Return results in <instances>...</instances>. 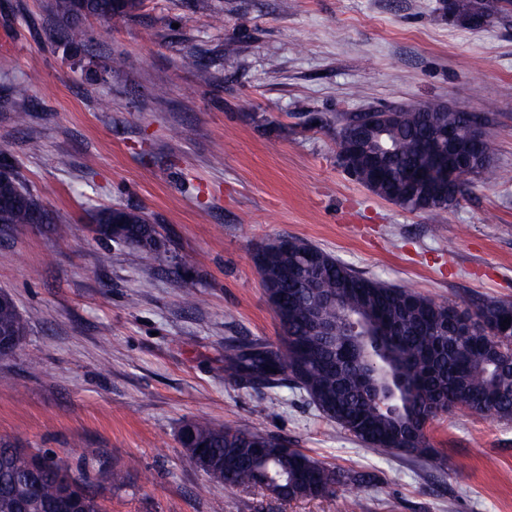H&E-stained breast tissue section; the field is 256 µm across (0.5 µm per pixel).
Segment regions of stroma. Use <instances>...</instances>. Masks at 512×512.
I'll use <instances>...</instances> for the list:
<instances>
[{"instance_id":"obj_1","label":"stroma","mask_w":512,"mask_h":512,"mask_svg":"<svg viewBox=\"0 0 512 512\" xmlns=\"http://www.w3.org/2000/svg\"><path fill=\"white\" fill-rule=\"evenodd\" d=\"M441 4L142 0L131 20H88L76 51L46 0H0V157L53 218L0 227V290L27 323L0 358V438L76 472L88 448L135 465L120 488L98 473L106 512H512V421L453 409L428 459L383 455L291 381L244 389L224 369L226 345L280 342L253 254L281 238L441 303L512 300V181L409 212L337 159L336 114L434 99L488 117L512 170V14L468 29ZM186 51L198 70L181 68ZM109 207L142 212L166 252L99 238L91 216ZM199 417L364 480L291 500L213 486L179 443Z\"/></svg>"}]
</instances>
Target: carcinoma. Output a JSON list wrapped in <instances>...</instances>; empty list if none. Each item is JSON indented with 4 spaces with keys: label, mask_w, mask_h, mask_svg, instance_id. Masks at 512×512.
<instances>
[{
    "label": "carcinoma",
    "mask_w": 512,
    "mask_h": 512,
    "mask_svg": "<svg viewBox=\"0 0 512 512\" xmlns=\"http://www.w3.org/2000/svg\"><path fill=\"white\" fill-rule=\"evenodd\" d=\"M86 10L72 17L73 0H49L53 16L65 21L60 34L72 47L87 38L85 21L128 19L141 0H84ZM454 22L471 28L476 6L487 16L506 13L502 0H451ZM338 156H348L352 175L377 196L410 212L445 210L457 202L470 179L512 180L492 163L495 141L465 137L451 155L435 152L437 135L465 132L483 119L457 112L433 99L382 112L343 113L336 118ZM467 161L453 179L423 199L415 197L412 175L438 180L440 170ZM0 224H30L47 211L15 174L0 180ZM112 209L93 215L97 235L107 233ZM120 241L140 238L163 247L154 225L136 211L123 212ZM266 263L260 276L267 295L279 296L274 311L282 345L253 342L224 349V361L244 388L269 386L287 376L328 420L366 447L425 459L432 453L427 427L439 412L463 407L482 417L512 421V300H492L473 310L436 302L409 288L366 278L327 252L300 239L261 247ZM316 253L315 267L296 269L300 255ZM332 326L325 336L311 332L313 305ZM26 324L7 292L0 303V337L22 342ZM399 388L391 407L376 401L374 387ZM179 436L193 466L222 487L260 485L289 499H314L355 477L326 466L281 439L257 429L217 427L204 418L184 425ZM0 512H105L86 476L67 463L0 440Z\"/></svg>",
    "instance_id": "1"
}]
</instances>
